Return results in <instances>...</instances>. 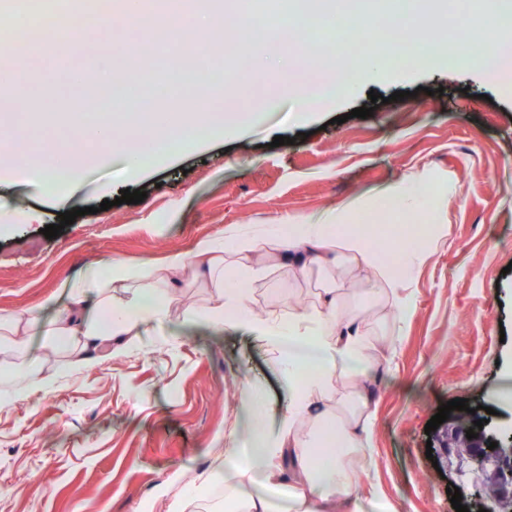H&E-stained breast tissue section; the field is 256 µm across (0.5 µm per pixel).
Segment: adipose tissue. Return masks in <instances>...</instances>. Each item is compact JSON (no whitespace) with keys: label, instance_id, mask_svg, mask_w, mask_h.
<instances>
[{"label":"adipose tissue","instance_id":"1","mask_svg":"<svg viewBox=\"0 0 512 512\" xmlns=\"http://www.w3.org/2000/svg\"><path fill=\"white\" fill-rule=\"evenodd\" d=\"M417 204L436 217L442 212L430 183L414 176L373 202L403 216ZM337 216L331 208L322 220H293L284 237L244 233L232 224L186 251L175 247L155 259H113L74 280L69 304L48 321L42 311L55 304L52 295L33 306L0 310V382L37 390L57 366L117 356L150 320L176 317L250 329L277 354L290 396L272 430L265 421L268 401L245 394L252 416L247 447L237 441V423L226 426L227 445L207 475L226 487L225 512H275L269 492L283 487L287 512H383L376 491L361 494L351 483L353 466L373 463L374 385L381 363L396 351L395 340L373 334L368 321L406 326L411 283L371 248L367 230L336 232ZM277 273L298 287L315 273L321 287L309 305L253 311L257 285ZM350 283L365 288L360 307L343 301ZM187 289L201 295V302L180 304L178 295ZM36 330L48 338L54 359L40 358L29 347ZM325 446L331 456L317 463L313 451Z\"/></svg>","mask_w":512,"mask_h":512}]
</instances>
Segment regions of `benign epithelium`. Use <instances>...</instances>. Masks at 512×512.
Here are the masks:
<instances>
[{"label":"benign epithelium","mask_w":512,"mask_h":512,"mask_svg":"<svg viewBox=\"0 0 512 512\" xmlns=\"http://www.w3.org/2000/svg\"><path fill=\"white\" fill-rule=\"evenodd\" d=\"M478 437L472 439V450L465 457L458 458L459 465H469L481 471L482 479L491 476L500 487L499 495L486 499L481 493L483 483L476 482L469 497L473 510L485 509L487 512H512V428H502L485 422L482 427H473ZM496 442L498 447L488 449L489 443Z\"/></svg>","instance_id":"7a95c632"}]
</instances>
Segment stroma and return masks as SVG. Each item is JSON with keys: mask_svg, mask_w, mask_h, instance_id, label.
<instances>
[{"mask_svg": "<svg viewBox=\"0 0 512 512\" xmlns=\"http://www.w3.org/2000/svg\"><path fill=\"white\" fill-rule=\"evenodd\" d=\"M254 93L278 92L280 110L234 137L217 136L134 178L117 164L79 173L66 205L42 187L0 185V214L26 223L0 230V310L55 294L100 264L190 249L231 224L266 225L355 213L404 175L427 171L444 203L442 241L411 271L413 315L385 365L374 426V463L355 471L392 512H454L449 490L477 480L459 472L457 448L428 439L441 404L467 399L512 424L499 402L512 368V97L469 70H418L361 86L304 120L278 74L248 78ZM385 97L372 106L370 92ZM404 92L392 100L394 92ZM370 106L372 117H351ZM288 137L276 147L274 137ZM143 202L115 204L120 190ZM112 206L100 210L103 200ZM83 209L60 236V208ZM285 402L279 367L245 330L207 324L145 325L107 362L61 367L38 393L0 386V512H166L197 498L191 512H222L224 485L205 483L224 421L241 413L224 401L228 379Z\"/></svg>", "mask_w": 512, "mask_h": 512, "instance_id": "stroma-1", "label": "stroma"}]
</instances>
